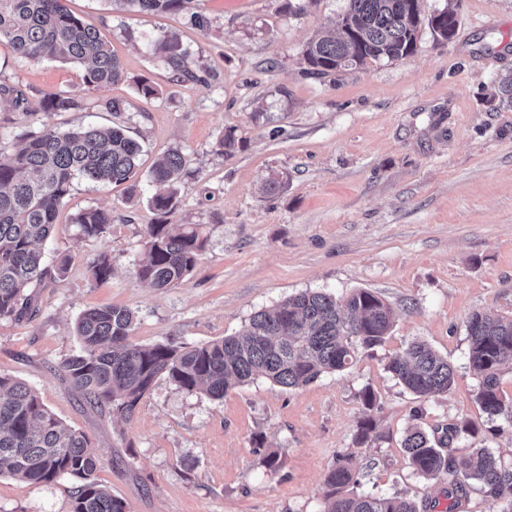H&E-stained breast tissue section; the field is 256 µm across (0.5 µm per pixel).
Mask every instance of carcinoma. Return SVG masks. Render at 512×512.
<instances>
[{
    "label": "carcinoma",
    "instance_id": "cac0c4a2",
    "mask_svg": "<svg viewBox=\"0 0 512 512\" xmlns=\"http://www.w3.org/2000/svg\"><path fill=\"white\" fill-rule=\"evenodd\" d=\"M134 11H175L190 0H115ZM337 21L351 32L328 30L309 39L303 50L306 72L324 78L369 61L404 59L417 51L419 26L406 12L419 0H346ZM457 14L448 4L428 19L440 41L454 38ZM151 54L175 73L195 77L188 69L189 51L175 38L148 42ZM0 48L15 57L74 63L83 71L87 89L126 81L120 60L97 31L69 12L63 0H0ZM33 115L37 112H81L84 97L68 91L44 95L33 103L27 92L0 82V109ZM140 143L126 126H88L61 130L45 126L24 137L12 154L0 153V319L20 318L31 310L29 289L48 273L37 245L56 224L57 213L73 181L125 183L131 197L142 191L137 177ZM190 158L174 149L149 172L156 191L148 206L156 218L147 225L140 279L156 288L181 284L196 269L206 239L198 224L172 231L169 217L177 204V185L188 174ZM71 223L79 235L104 238L112 212L91 208ZM93 283L112 276L108 259L89 262ZM393 310L376 294L361 289L343 299L322 291L290 296L271 309L255 313L243 329L201 346L139 345L130 340L136 325L131 310L114 305L84 310L77 321L79 353L63 360L61 369L91 406L108 409L129 420L154 382L166 377L183 390L224 398L228 388L267 379L286 388L306 385L325 373L350 367L361 350L381 345L393 326ZM469 362L481 378L477 401L490 418L512 425V403L500 391L503 367L512 366V317L474 312L466 322ZM387 370L414 395L443 394L455 383L454 367L424 341H413L390 358ZM474 433L467 422H452L429 432L410 425L402 440L413 472L427 481H448L451 506L467 494L469 481L479 482L492 502L512 494V467L485 448L472 449L461 462L452 455L454 439ZM99 460L88 437L64 427L40 404L31 388L0 376V475L33 485L63 476L81 481L71 512H127L126 503L94 479ZM348 457L341 456L326 477L323 512H420L412 499L358 492Z\"/></svg>",
    "mask_w": 512,
    "mask_h": 512
}]
</instances>
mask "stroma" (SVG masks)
I'll list each match as a JSON object with an SVG mask.
<instances>
[{"mask_svg": "<svg viewBox=\"0 0 512 512\" xmlns=\"http://www.w3.org/2000/svg\"><path fill=\"white\" fill-rule=\"evenodd\" d=\"M452 3L456 36L436 42L429 27L418 50L317 80L304 73L306 42L333 26L346 0H191L168 13L116 10L110 0H64L120 58L128 82L86 90L69 63L31 62L0 49V82L31 100L61 90L85 93L82 112L29 120L0 111V151L50 125L122 123L142 145L138 176L179 148L191 158L175 224H198L201 260L182 284L151 287L136 274L151 187L75 179L42 246L49 264L69 262L35 288L32 318L0 319V376L30 386L66 426L85 433L99 458L96 479L128 512H322L326 476L347 456L360 491L438 499L434 512H492L478 482L450 505L443 483L413 473L401 447L407 427L455 420L476 428L452 444L456 458L485 448L512 465V426L476 400L480 378L468 358L473 312L512 316V105L498 85L512 75V0H422L424 15ZM201 14L206 27L195 24ZM174 36L190 52L192 77L176 78L150 55L144 36ZM144 78L158 93L134 90ZM122 101L121 114L106 104ZM242 138L220 153L226 133ZM282 187L269 193L268 176ZM112 212L106 237L85 239L71 219ZM106 254L111 278L93 286L89 261ZM377 294L394 311L375 350L348 369L300 388L260 378L223 399L156 381L130 420L90 406L62 361L80 348L75 323L87 308L115 305L137 315L140 345H203L238 334L256 312L302 291L343 297ZM422 340L448 359L455 383L419 398L386 370L388 359ZM375 397L365 411L361 394ZM372 414L377 429L357 439ZM276 453L269 471L256 444ZM76 479L37 486L0 477V512H71Z\"/></svg>", "mask_w": 512, "mask_h": 512, "instance_id": "35a3bbf8", "label": "stroma"}]
</instances>
